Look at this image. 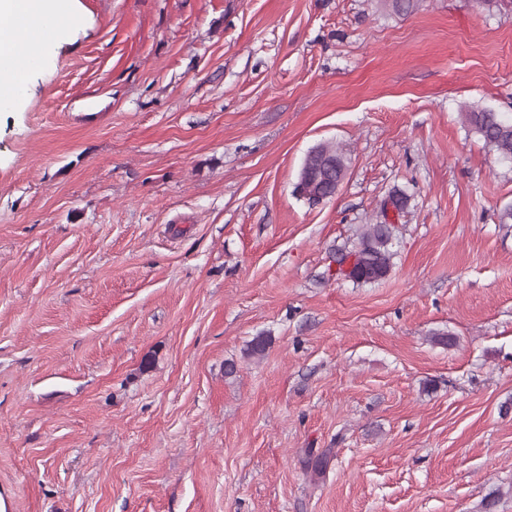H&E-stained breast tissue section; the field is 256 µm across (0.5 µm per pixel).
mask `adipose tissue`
I'll return each mask as SVG.
<instances>
[{"label": "adipose tissue", "instance_id": "ef3b65f1", "mask_svg": "<svg viewBox=\"0 0 512 512\" xmlns=\"http://www.w3.org/2000/svg\"><path fill=\"white\" fill-rule=\"evenodd\" d=\"M0 107L24 97L27 72L45 60L48 39L78 20L70 0H0Z\"/></svg>", "mask_w": 512, "mask_h": 512}]
</instances>
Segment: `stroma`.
Segmentation results:
<instances>
[{
	"instance_id": "1",
	"label": "stroma",
	"mask_w": 512,
	"mask_h": 512,
	"mask_svg": "<svg viewBox=\"0 0 512 512\" xmlns=\"http://www.w3.org/2000/svg\"><path fill=\"white\" fill-rule=\"evenodd\" d=\"M73 5L0 111V512H512V0ZM466 121L501 160L512 162V121L491 109L466 112ZM345 171V158L336 147L320 144L312 148L301 168L300 177L306 184L304 188L299 184L300 195L314 203L330 199L343 181ZM385 223L367 225L356 249L336 254V260L340 263L347 258L352 259L350 265L339 269V274L357 283L376 282L388 274L393 257L389 249L392 228L391 224Z\"/></svg>"
}]
</instances>
